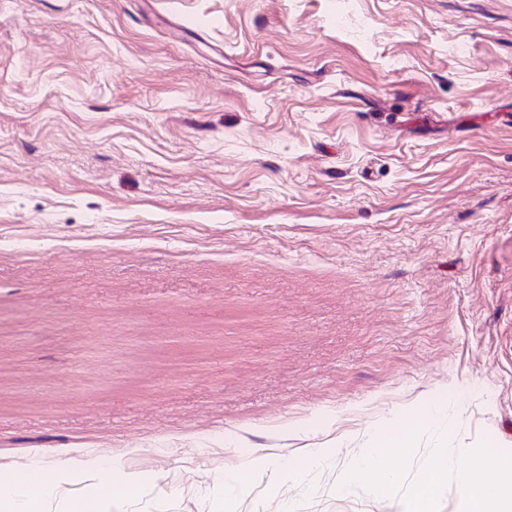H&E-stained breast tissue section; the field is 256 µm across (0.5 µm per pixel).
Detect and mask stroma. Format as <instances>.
Instances as JSON below:
<instances>
[{"instance_id": "35a3bbf8", "label": "stroma", "mask_w": 512, "mask_h": 512, "mask_svg": "<svg viewBox=\"0 0 512 512\" xmlns=\"http://www.w3.org/2000/svg\"><path fill=\"white\" fill-rule=\"evenodd\" d=\"M420 418L401 480L344 494ZM512 459V0H0V482L398 512ZM420 410L409 419H396L383 431H376L369 441L368 450L358 457L348 468L347 481L361 474H368L370 483L378 492H384L398 481L390 458L401 449L412 448L418 431ZM448 476V449L434 448L426 474L401 502V512H438V503Z\"/></svg>"}]
</instances>
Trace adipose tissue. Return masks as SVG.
<instances>
[{
	"label": "adipose tissue",
	"mask_w": 512,
	"mask_h": 512,
	"mask_svg": "<svg viewBox=\"0 0 512 512\" xmlns=\"http://www.w3.org/2000/svg\"><path fill=\"white\" fill-rule=\"evenodd\" d=\"M418 431L417 417L395 420L385 430L375 432L368 449L348 468V478L366 474L376 491L383 492L398 481L391 459L401 449L411 448ZM466 460L459 472L460 498L463 512H512V465L495 451L482 452L481 464L471 463L470 449H460ZM496 466L502 472L499 480H486L482 464ZM448 476V451L437 448L428 461L426 474L414 484L401 502V512H438V503ZM69 474L58 466H36L28 480L0 485V512H46L50 501L62 497Z\"/></svg>",
	"instance_id": "ef3b65f1"
}]
</instances>
